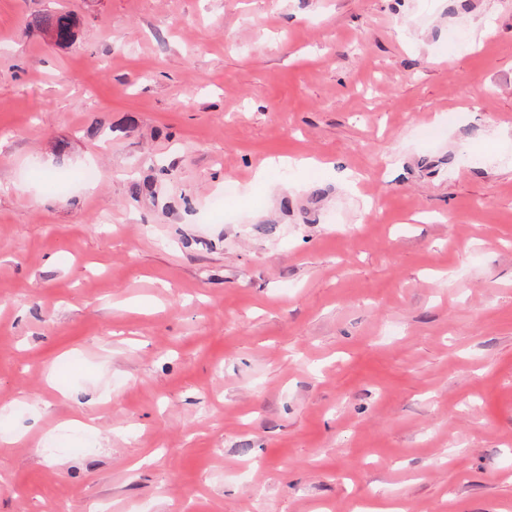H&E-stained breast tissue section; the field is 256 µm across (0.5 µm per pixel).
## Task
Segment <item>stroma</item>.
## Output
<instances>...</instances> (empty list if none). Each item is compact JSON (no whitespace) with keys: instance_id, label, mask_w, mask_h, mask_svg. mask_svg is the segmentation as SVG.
Masks as SVG:
<instances>
[{"instance_id":"1","label":"stroma","mask_w":512,"mask_h":512,"mask_svg":"<svg viewBox=\"0 0 512 512\" xmlns=\"http://www.w3.org/2000/svg\"><path fill=\"white\" fill-rule=\"evenodd\" d=\"M0 435V512H512V0H0ZM37 26L55 37L58 43L65 44L74 37V22L69 14H47L37 21Z\"/></svg>"}]
</instances>
